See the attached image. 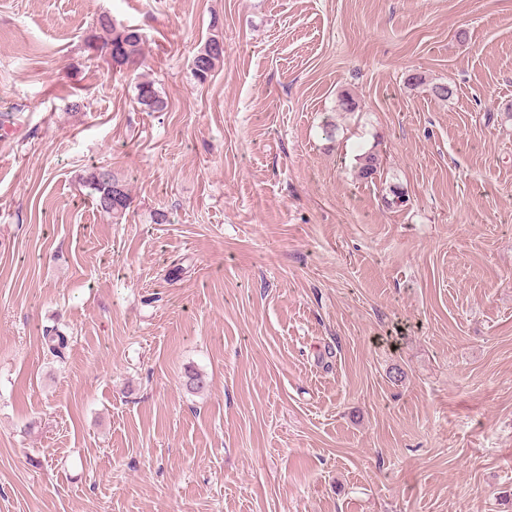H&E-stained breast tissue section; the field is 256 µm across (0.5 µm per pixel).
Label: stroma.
<instances>
[{"label": "stroma", "instance_id": "35a3bbf8", "mask_svg": "<svg viewBox=\"0 0 512 512\" xmlns=\"http://www.w3.org/2000/svg\"><path fill=\"white\" fill-rule=\"evenodd\" d=\"M0 512H512V0H0ZM95 34L89 36L88 45L102 53L111 52L113 59L121 68L134 64L142 55L143 35L139 28L124 25L108 14L97 19ZM221 60H224V42L218 36H213L192 59L194 78L198 82H205ZM136 100L138 105L147 112H161L166 104L160 97L153 81H141L136 84ZM355 169L357 178L372 180L381 170V161L378 154L372 148L363 151L357 155ZM81 181L89 189V195L100 213L113 219H120L126 214L130 206L128 183L112 172V169L107 166H94L81 177ZM116 188L121 189L120 196H112V203H108L107 197L115 193Z\"/></svg>", "mask_w": 512, "mask_h": 512}]
</instances>
